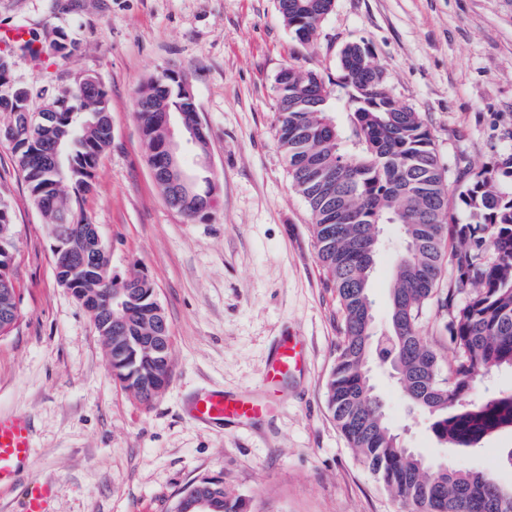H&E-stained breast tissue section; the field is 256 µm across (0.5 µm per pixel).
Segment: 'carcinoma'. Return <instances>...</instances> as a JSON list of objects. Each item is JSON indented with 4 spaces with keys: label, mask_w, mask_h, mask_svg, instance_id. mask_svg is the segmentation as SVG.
Returning <instances> with one entry per match:
<instances>
[{
    "label": "carcinoma",
    "mask_w": 512,
    "mask_h": 512,
    "mask_svg": "<svg viewBox=\"0 0 512 512\" xmlns=\"http://www.w3.org/2000/svg\"><path fill=\"white\" fill-rule=\"evenodd\" d=\"M334 0H278V11L292 36L313 42ZM9 55H0V143L11 145L36 208L46 220L52 243L88 252L86 269H58L64 288H86L89 309L105 349L129 336H153L166 314L154 301V285L138 276L141 301L126 306L128 327L116 331L102 313L118 309L111 259L103 241L84 242L88 218L83 195L92 188L100 156L112 143V117L102 84L92 91L82 79L60 97L57 112H7L16 86L7 81ZM342 87L348 89V123L330 105L333 90L314 70L284 67L278 92V142L292 185L310 207L318 258L335 288L343 319L336 361L328 380V403L349 448L377 482L408 512H512V485L492 474L446 464L427 470L426 459L407 448L391 427L367 364L393 361V373L412 408L431 420V429L452 448H475L502 429H512V394L476 398L477 380L500 368L512 369V191L502 178L512 170L486 169L472 175L448 197L432 133L421 115L394 98L387 77L360 43L340 57ZM184 74L164 70L138 92L135 107L150 163L162 167L157 152L159 109L176 111ZM464 216L458 221L455 213ZM398 226L406 247L393 262L390 319L376 329L369 292L368 261L374 231ZM15 248L9 204L0 199V316L17 323L22 312L11 297L8 253ZM457 278L441 284L446 266ZM469 291L467 297L459 294ZM437 301L448 311L454 361L420 336L424 308ZM171 359L149 347L136 349L135 362L121 377V389L148 407L140 383L149 379L157 394L167 388ZM215 499L221 512H242L239 496L204 476L186 485Z\"/></svg>",
    "instance_id": "obj_1"
}]
</instances>
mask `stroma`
Segmentation results:
<instances>
[{
    "mask_svg": "<svg viewBox=\"0 0 512 512\" xmlns=\"http://www.w3.org/2000/svg\"><path fill=\"white\" fill-rule=\"evenodd\" d=\"M60 31L62 64L10 55V80L32 109L97 77L108 93L112 144L83 201L120 275L154 284L173 336L172 372L151 408L112 377L93 321L55 278L51 241L11 148L0 144V198L16 232L14 277L23 316L0 335V414H28L31 467L0 489V512H21L29 479L52 482L49 512H169L177 492L219 474L245 512H403L348 447L327 401L342 314L326 284L312 218L277 142L275 79L286 64L317 71L346 120L340 53L366 45L391 94L419 112L447 171L449 193L469 173L512 164V0H335L312 45L295 41L277 0H0V23ZM165 69L183 72L216 178L206 218L188 220L156 187L133 107ZM372 275L375 324L389 323L399 230L382 227ZM424 341L452 361L448 315L429 304ZM306 343L304 367L267 390L278 342ZM370 374L406 447L512 484V430L451 448L396 387L388 365ZM267 397L275 411L225 427L191 422L204 391Z\"/></svg>",
    "mask_w": 512,
    "mask_h": 512,
    "instance_id": "stroma-1",
    "label": "stroma"
}]
</instances>
